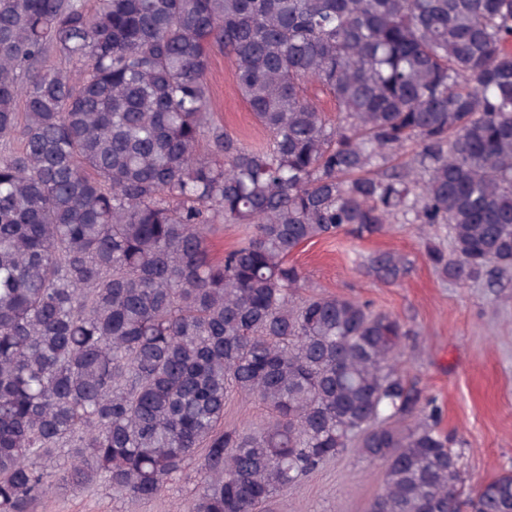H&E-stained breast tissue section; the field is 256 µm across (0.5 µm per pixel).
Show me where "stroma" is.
I'll list each match as a JSON object with an SVG mask.
<instances>
[{
    "instance_id": "35a3bbf8",
    "label": "stroma",
    "mask_w": 512,
    "mask_h": 512,
    "mask_svg": "<svg viewBox=\"0 0 512 512\" xmlns=\"http://www.w3.org/2000/svg\"><path fill=\"white\" fill-rule=\"evenodd\" d=\"M214 118L254 142L260 127L234 87L223 55L211 62ZM390 250L406 255L409 272L383 283L363 265L366 255ZM317 292L369 303L397 316L408 334L402 342L404 374L418 382L439 409V427L459 455L460 489L470 495L490 477L512 471V281L501 288L437 277L423 242L408 224L369 241L341 235L306 245L293 257ZM384 468L347 452L278 494L270 512H366L383 485ZM198 484L188 470L170 481L161 499L144 502L113 495L104 483L53 486L34 512H183Z\"/></svg>"
}]
</instances>
